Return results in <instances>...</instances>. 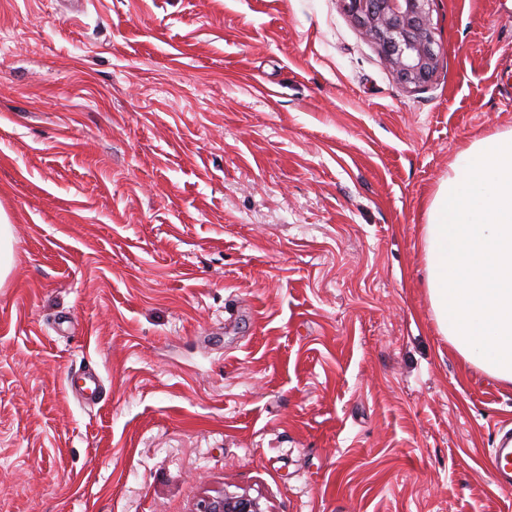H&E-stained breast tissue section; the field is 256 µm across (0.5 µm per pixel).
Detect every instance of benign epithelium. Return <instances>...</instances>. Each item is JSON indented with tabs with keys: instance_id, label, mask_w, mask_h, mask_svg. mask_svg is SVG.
<instances>
[{
	"instance_id": "obj_1",
	"label": "benign epithelium",
	"mask_w": 512,
	"mask_h": 512,
	"mask_svg": "<svg viewBox=\"0 0 512 512\" xmlns=\"http://www.w3.org/2000/svg\"><path fill=\"white\" fill-rule=\"evenodd\" d=\"M358 20L364 36L380 46L383 59L403 84L419 89L433 77L438 55L430 0H342ZM198 512H270L259 496L247 492L207 496Z\"/></svg>"
}]
</instances>
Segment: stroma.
Wrapping results in <instances>:
<instances>
[{"label": "stroma", "instance_id": "stroma-1", "mask_svg": "<svg viewBox=\"0 0 512 512\" xmlns=\"http://www.w3.org/2000/svg\"><path fill=\"white\" fill-rule=\"evenodd\" d=\"M81 3L0 0V512H512L419 247L512 128V0H431L416 92L341 0ZM0 284L8 276L13 264L12 225L6 217L0 218ZM198 512H270L259 496L247 492L219 493L206 496L198 505Z\"/></svg>", "mask_w": 512, "mask_h": 512}]
</instances>
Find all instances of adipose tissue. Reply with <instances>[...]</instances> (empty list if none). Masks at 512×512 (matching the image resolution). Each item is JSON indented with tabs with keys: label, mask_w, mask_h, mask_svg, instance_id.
I'll list each match as a JSON object with an SVG mask.
<instances>
[{
	"label": "adipose tissue",
	"mask_w": 512,
	"mask_h": 512,
	"mask_svg": "<svg viewBox=\"0 0 512 512\" xmlns=\"http://www.w3.org/2000/svg\"><path fill=\"white\" fill-rule=\"evenodd\" d=\"M420 245L440 335L512 384V129L457 155L427 204Z\"/></svg>",
	"instance_id": "adipose-tissue-1"
}]
</instances>
